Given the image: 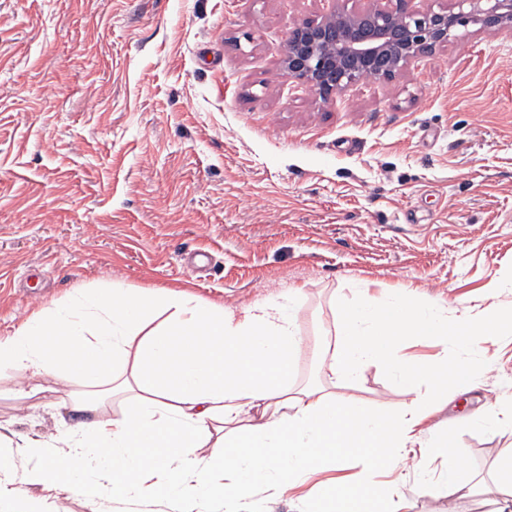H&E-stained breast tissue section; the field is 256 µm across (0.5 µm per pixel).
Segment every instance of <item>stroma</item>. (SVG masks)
Masks as SVG:
<instances>
[{
  "instance_id": "obj_1",
  "label": "stroma",
  "mask_w": 512,
  "mask_h": 512,
  "mask_svg": "<svg viewBox=\"0 0 512 512\" xmlns=\"http://www.w3.org/2000/svg\"><path fill=\"white\" fill-rule=\"evenodd\" d=\"M330 0H0V336L74 288L187 286L237 306L302 287L314 382L333 297L377 292L483 303L512 269V40L469 29L389 83L321 101L281 70L289 32ZM428 423L512 402V338ZM0 397L15 438L45 437L70 389ZM402 408L386 371L352 388ZM440 469L498 497L507 439L455 432ZM304 485L243 512H320Z\"/></svg>"
}]
</instances>
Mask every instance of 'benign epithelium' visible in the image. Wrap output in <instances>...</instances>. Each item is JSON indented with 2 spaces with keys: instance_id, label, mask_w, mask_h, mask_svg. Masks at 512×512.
<instances>
[{
  "instance_id": "benign-epithelium-1",
  "label": "benign epithelium",
  "mask_w": 512,
  "mask_h": 512,
  "mask_svg": "<svg viewBox=\"0 0 512 512\" xmlns=\"http://www.w3.org/2000/svg\"><path fill=\"white\" fill-rule=\"evenodd\" d=\"M469 26L512 39V0H453L449 9L426 10L415 0H367L358 11L337 5L291 31L281 67L327 101L358 83L393 80Z\"/></svg>"
}]
</instances>
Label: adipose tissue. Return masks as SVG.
Returning a JSON list of instances; mask_svg holds the SVG:
<instances>
[{"instance_id": "obj_1", "label": "adipose tissue", "mask_w": 512, "mask_h": 512, "mask_svg": "<svg viewBox=\"0 0 512 512\" xmlns=\"http://www.w3.org/2000/svg\"><path fill=\"white\" fill-rule=\"evenodd\" d=\"M504 294L512 275L492 278L481 308L421 301L410 290L383 301L362 286L339 300L332 335L316 349L323 381L293 390L302 289H289L284 302L237 307L176 288L77 289L0 336L13 393L33 397L40 379L58 376L76 387L67 408L83 417L47 439L16 443L0 432V447L11 451L0 461V512H36L27 488L59 497L85 489L91 476L133 499L151 479L180 512H204L215 492L233 507L258 485L275 498L346 455L380 469L413 462L435 499L464 498L471 486L456 472L430 475L451 442L425 441V424L449 387L465 389L484 371L481 339L512 335ZM413 336L461 355L417 364L402 351ZM371 367L398 382L408 398L402 410L328 392L327 382L352 386ZM116 396L126 405L112 414L106 406Z\"/></svg>"}]
</instances>
